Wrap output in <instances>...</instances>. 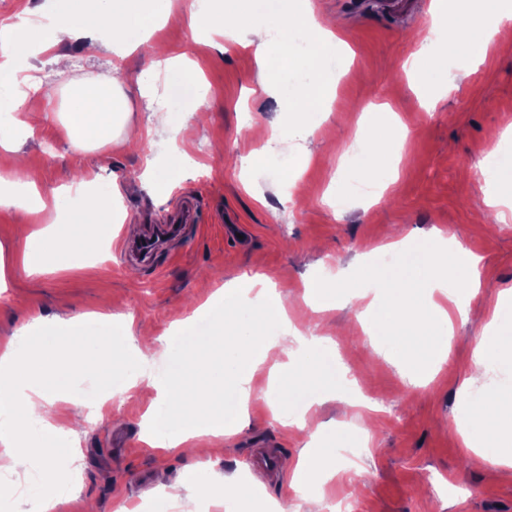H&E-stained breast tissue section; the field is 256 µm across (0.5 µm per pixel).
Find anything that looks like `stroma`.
I'll use <instances>...</instances> for the list:
<instances>
[{"mask_svg":"<svg viewBox=\"0 0 512 512\" xmlns=\"http://www.w3.org/2000/svg\"><path fill=\"white\" fill-rule=\"evenodd\" d=\"M289 2L321 27L334 28L348 60L336 78L329 111L306 143L309 162L298 172L306 197L288 204L282 201L286 178L277 166L250 165L246 159L264 151L251 123L274 121L284 128L290 115L279 96L266 90L250 49L237 45L220 51L215 37L205 33L191 39L188 0H172L171 18L152 39L174 55L190 51L205 81L210 119L173 138L154 136L139 152L116 141L84 154L68 147L59 119L64 102L57 97L63 86L53 57L68 55L73 82H115L129 100V123L142 127L148 111L139 79L150 60L149 45L121 58L109 50L90 58L74 40L28 56L42 86L28 100L38 122L23 145L26 179L47 195L68 184L80 164L104 180H116L127 208L123 231L130 238L147 225L167 223L182 196L195 201L200 223L161 250L150 266L111 254L96 276L67 269L31 275L22 266L23 245L14 234L23 217L0 208V269L8 284L0 294V349L37 315L80 320L89 312L130 314L136 325L162 336L212 292L242 275L261 274L287 288L294 322L304 332L330 336L342 363L356 377L368 378L367 392L384 396L390 405L376 416L377 444L370 455L330 481L327 498L348 495L359 512H512V475L494 461L472 467L469 451L453 432L468 401L464 382L474 338L488 322L490 302L512 290V219L498 222L484 203L486 184L470 177L473 166L491 165L489 131L504 134L501 150L512 153V38L497 41L473 70L464 59L449 58L442 92L428 107L404 64L428 38L433 10L448 0H410V11L391 14L373 8L372 0ZM352 102L389 105L402 120L398 175L374 204L355 199L343 178L344 153L360 119L348 108ZM178 151L187 152L191 162L174 173L166 196H153L135 181L148 157L162 167ZM397 226L417 236L438 230L463 240L481 262L480 288L468 300L467 321L454 323L448 363L421 385L374 352L361 332L359 308L321 312L301 297L304 279L353 265L359 255L386 244ZM153 397V390H136L122 421L106 417L88 423L77 449L74 493L55 512H84L89 502L97 512H115L123 503L143 512H168L161 486L188 483L191 473L182 455L158 452L141 441L139 423ZM312 435L309 427L282 426L260 400L251 403L241 431L204 438L213 454L202 463L214 465L220 477L253 482L259 495L277 500L279 512H295L287 478L254 476L245 459L254 449L271 448L280 459L297 461Z\"/></svg>","mask_w":512,"mask_h":512,"instance_id":"35a3bbf8","label":"stroma"}]
</instances>
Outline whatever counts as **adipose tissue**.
<instances>
[{"instance_id": "1", "label": "adipose tissue", "mask_w": 512, "mask_h": 512, "mask_svg": "<svg viewBox=\"0 0 512 512\" xmlns=\"http://www.w3.org/2000/svg\"><path fill=\"white\" fill-rule=\"evenodd\" d=\"M41 21L22 20L0 35V126L9 128L0 148L18 153L22 138L35 129L27 113L29 91L41 80L31 68L20 66L19 50L49 49L67 39H79L87 55H94L103 37L113 50L125 54L146 43L159 22L169 17L171 0H50ZM232 11L245 34L225 32L223 8H212L192 29L206 27L228 34L232 41L251 49L272 89L289 100L297 119L288 131L257 124L258 135L275 144L282 134L308 139L320 125V114L333 99L330 83L345 58L332 31L317 26L304 12L289 13L286 0H232ZM449 31L448 39L436 42L432 53L417 52L409 61L417 73L430 57L462 55L483 60L499 37L512 34V5L506 0H458L456 6L435 20ZM162 98H155V90ZM142 97L156 100L152 121L146 128H129V102L115 84L83 82L69 85L65 100V137L74 151L117 138L143 142L156 129L178 131L207 109L203 87L188 55L170 56L157 49L139 82ZM395 115L370 121L358 128L363 145L351 179L363 184L373 177L385 190L396 172L401 143L396 137ZM0 208L16 209L27 216L20 232L25 245L23 263L38 273L57 261L84 273L95 268L89 255L108 242L113 225L123 223L126 208L117 184L106 183L92 171L60 187L44 199L30 182L16 180L13 171L0 172ZM87 225L89 235L73 232ZM386 263L361 266L353 283L343 275L329 274L304 283V296L317 310H335L364 304L370 319L363 326L374 339L375 349L407 366L414 381L433 379L448 361V341L453 334L445 308L453 302L460 319H467L463 295L479 288L478 259L461 241L447 242L441 235L411 234L384 246ZM255 292L227 287L219 301L200 306L170 334L154 339L155 351L164 359L163 380L146 376V357L136 344L133 318L112 316L105 329H82L73 334L70 324L35 318L36 334L27 348L9 344L0 351V451L10 461L29 462L38 450L48 459L29 471L25 499L28 512H53L72 494L62 461L79 440L83 422L66 416L61 405L75 386L72 363L110 374L111 398L90 401L91 413L103 418L106 406L121 410L135 389H154L155 396L141 417L140 437L149 446L165 451H191L196 438L239 431L245 424L251 400H268L283 425L300 427L315 422V406L328 398L346 396L350 407L374 412L377 402H360L348 396L336 345L330 337L306 335L288 316L285 295L264 276L249 280ZM296 344L288 361L276 363L269 385L260 388L254 376L277 347ZM512 349V297L497 298L490 319L478 336L471 371L479 377L502 364ZM27 424L16 428L17 416ZM456 432L476 461L496 460L512 467V379L471 395L468 409L455 423ZM350 439L344 426H336L321 445L305 449L292 468L291 492L307 512H321L325 486L341 471L340 451ZM54 487L51 496L43 487Z\"/></svg>"}]
</instances>
